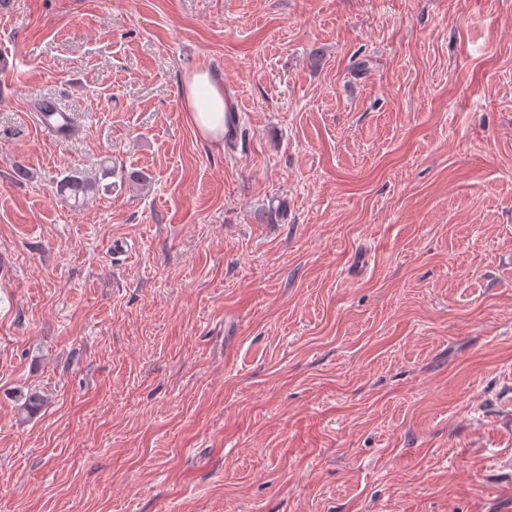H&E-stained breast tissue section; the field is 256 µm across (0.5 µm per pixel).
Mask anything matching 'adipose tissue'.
Returning a JSON list of instances; mask_svg holds the SVG:
<instances>
[{
  "instance_id": "ef3b65f1",
  "label": "adipose tissue",
  "mask_w": 512,
  "mask_h": 512,
  "mask_svg": "<svg viewBox=\"0 0 512 512\" xmlns=\"http://www.w3.org/2000/svg\"><path fill=\"white\" fill-rule=\"evenodd\" d=\"M182 98L196 132L212 141L223 140L231 110L223 82L210 69L199 68L186 79Z\"/></svg>"
}]
</instances>
